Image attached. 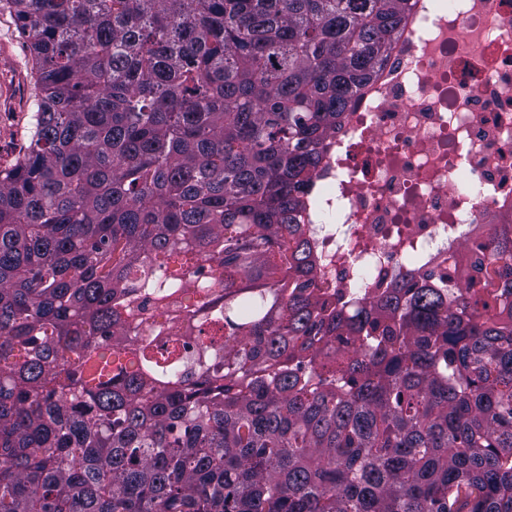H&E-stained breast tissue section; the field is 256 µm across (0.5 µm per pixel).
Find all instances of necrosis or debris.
I'll list each match as a JSON object with an SVG mask.
<instances>
[{
  "label": "necrosis or debris",
  "instance_id": "4bbe7bcc",
  "mask_svg": "<svg viewBox=\"0 0 512 512\" xmlns=\"http://www.w3.org/2000/svg\"><path fill=\"white\" fill-rule=\"evenodd\" d=\"M297 219L339 305L463 285L467 253L512 227V0H414Z\"/></svg>",
  "mask_w": 512,
  "mask_h": 512
}]
</instances>
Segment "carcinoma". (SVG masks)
Segmentation results:
<instances>
[{"label":"carcinoma","instance_id":"cac0c4a2","mask_svg":"<svg viewBox=\"0 0 512 512\" xmlns=\"http://www.w3.org/2000/svg\"><path fill=\"white\" fill-rule=\"evenodd\" d=\"M5 5L0 512H512V237L348 312L295 219L412 0ZM30 50L15 17L0 11V167L21 160L30 143L36 88Z\"/></svg>","mask_w":512,"mask_h":512}]
</instances>
